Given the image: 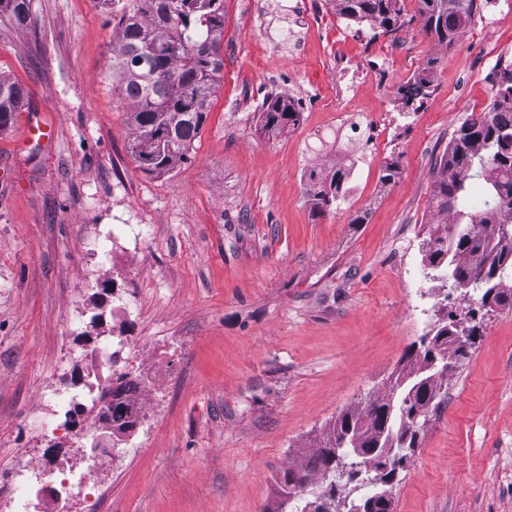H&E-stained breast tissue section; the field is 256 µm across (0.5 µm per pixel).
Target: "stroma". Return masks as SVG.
<instances>
[{"label":"stroma","mask_w":512,"mask_h":512,"mask_svg":"<svg viewBox=\"0 0 512 512\" xmlns=\"http://www.w3.org/2000/svg\"><path fill=\"white\" fill-rule=\"evenodd\" d=\"M400 5L386 33L329 0H224L223 79L187 160L162 175L127 152L111 8L29 0L28 26L0 20V76L25 94L0 131V512L9 475L34 466L92 472L93 512H273L279 474L341 412L387 392L437 320L468 312L478 334L393 512H512V306L450 294L422 248L441 221L439 161L512 61V0H474L450 47L424 32L417 0ZM339 58L386 76L358 81L352 113L336 100ZM426 66L429 96L404 106L399 86ZM274 93L303 116L271 136L259 115ZM33 112L54 128L48 147L26 140ZM354 119L379 127L359 162L345 138ZM339 167L340 196L316 213L308 175ZM106 343L124 346L146 395L114 461L98 463L40 400L111 384L92 363Z\"/></svg>","instance_id":"1"}]
</instances>
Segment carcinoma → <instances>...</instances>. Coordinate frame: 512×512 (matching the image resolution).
<instances>
[{
  "label": "carcinoma",
  "mask_w": 512,
  "mask_h": 512,
  "mask_svg": "<svg viewBox=\"0 0 512 512\" xmlns=\"http://www.w3.org/2000/svg\"><path fill=\"white\" fill-rule=\"evenodd\" d=\"M120 10L112 38V88L130 107L133 136L128 150L147 174L170 172L188 153L205 122L210 98L224 70L221 37L224 0H130ZM346 20L367 22L390 32L400 22L399 0H329ZM474 0H419V15L427 34L451 46L467 23ZM8 18L25 27L28 0H8ZM432 86V71L424 67L398 94L408 106L422 100ZM21 88L0 79V128L21 107ZM300 104L286 95L266 99L261 128L281 134L299 124ZM348 172L336 169L330 181L310 189V201L321 213L337 201ZM481 181L479 210L471 205L470 182ZM432 208L451 216L445 234L428 238L427 262L434 277L448 287L464 282L480 305L512 304V63L500 67L496 91L484 115L467 117L456 129L440 160ZM433 349L424 347L418 364L403 367L388 393L361 409L343 413L329 429L324 446L280 477L277 512H299L296 499L313 484L328 497L336 512L341 480L333 461L344 457L349 469L358 466L347 448L356 440L363 453L387 469L392 489L418 443L421 426L442 385L433 367ZM112 387L108 411L112 426L126 431L136 424L140 382L120 374ZM393 497L372 489L356 506L364 512H392Z\"/></svg>",
  "instance_id": "obj_1"
}]
</instances>
